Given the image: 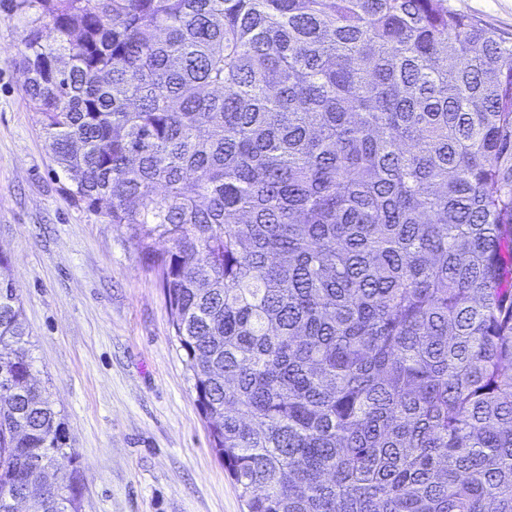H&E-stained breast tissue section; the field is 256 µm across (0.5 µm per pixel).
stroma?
<instances>
[{"mask_svg": "<svg viewBox=\"0 0 512 512\" xmlns=\"http://www.w3.org/2000/svg\"><path fill=\"white\" fill-rule=\"evenodd\" d=\"M512 35V0H448ZM26 20L0 0V252L30 333L33 381L60 411L82 512H247L210 446L160 277L124 227L70 201L29 107Z\"/></svg>", "mask_w": 512, "mask_h": 512, "instance_id": "obj_1", "label": "stroma"}]
</instances>
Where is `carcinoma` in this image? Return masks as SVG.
Listing matches in <instances>:
<instances>
[{
  "label": "carcinoma",
  "mask_w": 512,
  "mask_h": 512,
  "mask_svg": "<svg viewBox=\"0 0 512 512\" xmlns=\"http://www.w3.org/2000/svg\"><path fill=\"white\" fill-rule=\"evenodd\" d=\"M12 3L248 512H512V37L448 0ZM32 366L0 253V512H80Z\"/></svg>",
  "instance_id": "carcinoma-1"
}]
</instances>
